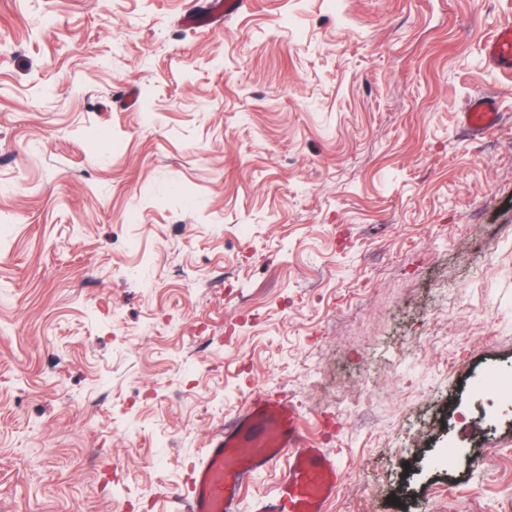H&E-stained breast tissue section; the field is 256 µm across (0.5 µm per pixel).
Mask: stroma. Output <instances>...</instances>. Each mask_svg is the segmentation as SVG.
<instances>
[{
    "label": "stroma",
    "mask_w": 512,
    "mask_h": 512,
    "mask_svg": "<svg viewBox=\"0 0 512 512\" xmlns=\"http://www.w3.org/2000/svg\"><path fill=\"white\" fill-rule=\"evenodd\" d=\"M204 2L0 0V512H168L261 389L331 512H512V0ZM212 2V10L206 20L213 24H222L239 13L244 6V0H215ZM485 56L496 66H512V23L501 26L495 38L485 46ZM499 115L495 101L490 98H477L466 105L461 112L460 121L473 137H477L493 128Z\"/></svg>",
    "instance_id": "obj_1"
}]
</instances>
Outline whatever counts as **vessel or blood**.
Wrapping results in <instances>:
<instances>
[{"label": "vessel or blood", "mask_w": 512, "mask_h": 512, "mask_svg": "<svg viewBox=\"0 0 512 512\" xmlns=\"http://www.w3.org/2000/svg\"><path fill=\"white\" fill-rule=\"evenodd\" d=\"M243 6L244 0H213L207 20L223 23ZM485 56L493 65L512 66V23L498 29ZM498 119L489 98L470 100L460 117L475 137ZM261 474L272 476L271 490L244 501V489ZM340 482V463L308 439L297 406L258 393L211 437L178 499L186 512H328Z\"/></svg>", "instance_id": "vessel-or-blood-1"}]
</instances>
